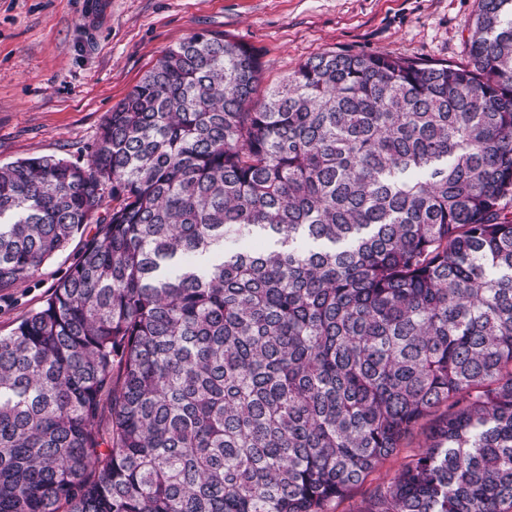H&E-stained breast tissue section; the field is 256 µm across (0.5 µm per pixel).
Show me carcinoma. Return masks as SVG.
<instances>
[{"label": "carcinoma", "instance_id": "carcinoma-1", "mask_svg": "<svg viewBox=\"0 0 512 512\" xmlns=\"http://www.w3.org/2000/svg\"><path fill=\"white\" fill-rule=\"evenodd\" d=\"M479 3L465 65L328 52L260 98L195 33L87 164L0 166V290L97 225L0 334V512H326L441 405L363 512H512V0Z\"/></svg>", "mask_w": 512, "mask_h": 512}]
</instances>
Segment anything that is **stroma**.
<instances>
[{"instance_id":"obj_1","label":"stroma","mask_w":512,"mask_h":512,"mask_svg":"<svg viewBox=\"0 0 512 512\" xmlns=\"http://www.w3.org/2000/svg\"><path fill=\"white\" fill-rule=\"evenodd\" d=\"M477 9L478 0H0V165L39 156L86 164L108 112L197 32L253 46L266 88L326 52L467 64ZM79 249L72 242L36 278L0 291V333L43 305ZM432 423L420 420L328 512H364Z\"/></svg>"}]
</instances>
